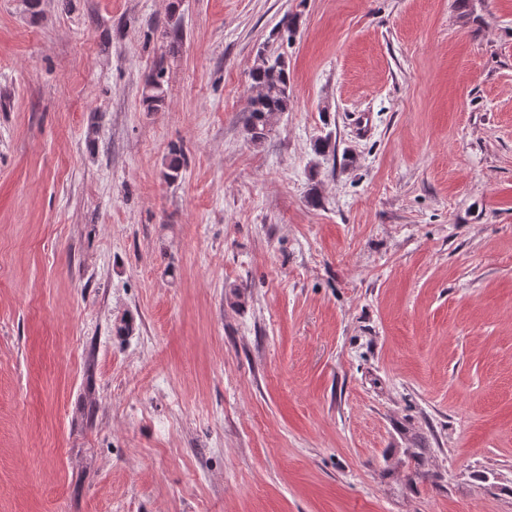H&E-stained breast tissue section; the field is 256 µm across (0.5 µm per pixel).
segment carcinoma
I'll return each instance as SVG.
<instances>
[{
  "mask_svg": "<svg viewBox=\"0 0 512 512\" xmlns=\"http://www.w3.org/2000/svg\"><path fill=\"white\" fill-rule=\"evenodd\" d=\"M256 89L246 107V126L250 138L260 142L266 138L272 117L288 111L291 104V86L288 65L281 54H261L260 63L251 73ZM164 101V90L159 80L153 79L147 85L144 102L148 108Z\"/></svg>",
  "mask_w": 512,
  "mask_h": 512,
  "instance_id": "cac0c4a2",
  "label": "carcinoma"
}]
</instances>
